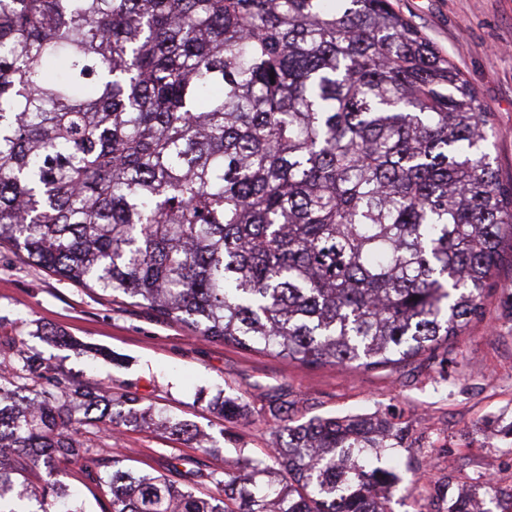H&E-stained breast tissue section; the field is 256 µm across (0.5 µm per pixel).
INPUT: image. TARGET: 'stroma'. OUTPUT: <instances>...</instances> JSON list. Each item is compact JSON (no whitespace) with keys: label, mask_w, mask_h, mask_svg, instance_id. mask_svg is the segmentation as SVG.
I'll use <instances>...</instances> for the list:
<instances>
[{"label":"stroma","mask_w":512,"mask_h":512,"mask_svg":"<svg viewBox=\"0 0 512 512\" xmlns=\"http://www.w3.org/2000/svg\"><path fill=\"white\" fill-rule=\"evenodd\" d=\"M465 76L492 115L490 148L498 177L512 183V0H393ZM483 314L448 346L444 360L424 356L394 367L345 369L302 366L221 341H204L182 324L132 300L59 279L0 247V353L24 349L51 359L74 385L110 387L113 397L135 398L208 438L207 448L168 432L124 426L86 427L89 461L49 472L28 470L37 486L56 479L82 501L85 512H109L106 475L113 461L137 474L223 472L241 456L262 459L291 417L371 414L391 408L405 427L402 446L389 449L397 480L391 512H437L442 490L491 480L512 489V239ZM242 398L245 417L230 422L214 407Z\"/></svg>","instance_id":"35a3bbf8"}]
</instances>
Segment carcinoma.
<instances>
[{
    "instance_id": "1",
    "label": "carcinoma",
    "mask_w": 512,
    "mask_h": 512,
    "mask_svg": "<svg viewBox=\"0 0 512 512\" xmlns=\"http://www.w3.org/2000/svg\"><path fill=\"white\" fill-rule=\"evenodd\" d=\"M490 113L391 0H0V245L198 336L306 366L394 367L479 318L512 235ZM0 373L13 455L90 460L88 425L170 428L20 350ZM224 418L245 413L236 398ZM394 413L285 424L220 507L112 463V512H387ZM445 512H490L477 493Z\"/></svg>"
}]
</instances>
